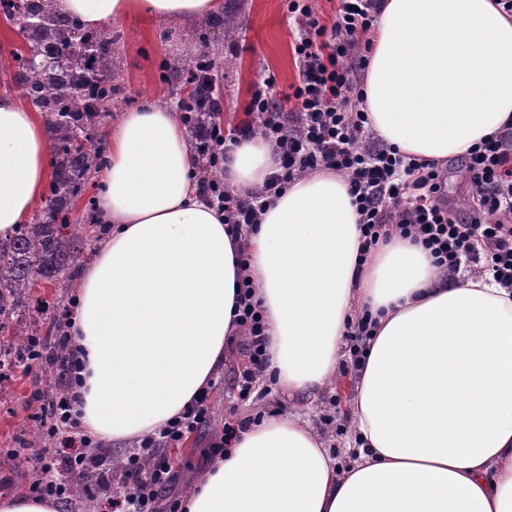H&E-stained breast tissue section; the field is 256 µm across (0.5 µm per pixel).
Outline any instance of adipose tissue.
<instances>
[{
  "label": "adipose tissue",
  "instance_id": "1",
  "mask_svg": "<svg viewBox=\"0 0 512 512\" xmlns=\"http://www.w3.org/2000/svg\"><path fill=\"white\" fill-rule=\"evenodd\" d=\"M219 0H57L99 29L140 7L191 21ZM363 107L400 153L444 162L512 123V15L495 0H383ZM276 166L261 137L230 153L244 193ZM51 153L39 112L0 90V237L43 200ZM107 232L74 286L83 429L112 443L158 432L230 358L242 277L267 326L264 371L294 410L239 433L181 512H512V290L447 275L410 240L361 256L345 180L294 178L253 231L236 233L197 193L178 112L126 113L98 173ZM375 327L352 398L347 466L298 412L336 383L346 337Z\"/></svg>",
  "mask_w": 512,
  "mask_h": 512
}]
</instances>
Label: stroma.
I'll return each mask as SVG.
<instances>
[{
  "label": "stroma",
  "mask_w": 512,
  "mask_h": 512,
  "mask_svg": "<svg viewBox=\"0 0 512 512\" xmlns=\"http://www.w3.org/2000/svg\"><path fill=\"white\" fill-rule=\"evenodd\" d=\"M220 14L192 23L162 20L139 11L113 22L120 40L113 47L114 71L124 88L122 101L112 107L101 132H108L117 119L149 103L176 108L185 97V78L164 79L162 66L169 55L192 57L206 54L215 64L217 96L222 100L221 124L230 127L243 116L255 83L273 78L275 95L289 92L298 80L294 58L292 26L287 19V0H223ZM236 32L227 34L225 22ZM71 288L38 281L14 327L30 337L56 336L54 316L63 306H72ZM244 363L234 355L225 364L210 393L211 422L202 432L166 448L175 481L161 497L159 512L173 507L190 489V478L205 465L214 441L225 425H237L244 417L287 411L288 400L265 380L255 383L247 400H240L235 380ZM336 384L308 410L311 424L323 433L333 458L346 462L351 429L350 401L354 393L355 370L350 362L340 364ZM51 362H42L35 376L15 374L0 380V494H28L43 477L48 448L29 447L31 434L42 432L39 404L30 402L34 380L56 375Z\"/></svg>",
  "instance_id": "obj_1"
}]
</instances>
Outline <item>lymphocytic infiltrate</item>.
Masks as SVG:
<instances>
[{"label":"lymphocytic infiltrate","instance_id":"1","mask_svg":"<svg viewBox=\"0 0 512 512\" xmlns=\"http://www.w3.org/2000/svg\"><path fill=\"white\" fill-rule=\"evenodd\" d=\"M379 5L380 0H338L328 24L310 0H288L299 71L291 93L276 97L272 80H264L253 89L244 119L226 132L218 123L217 97L184 115L197 146L204 149V162L196 167L200 195L222 209L228 223L246 230L258 224L267 202L290 179L329 170L348 184L359 215L362 253L396 231L413 237L449 274L464 266L512 289V127L504 126L463 156L469 203L456 211L448 203L445 172L438 164L416 161L383 140H368L362 75ZM257 135L273 145L279 167L262 187L243 196L230 191L216 172L230 147ZM252 288L249 279L241 280L238 321L245 362L236 386L243 400L266 363L265 326ZM27 359L52 361L60 378L55 396L38 390L32 394L41 405L47 436L60 445L51 464L55 477L37 484V495L66 503L75 485L91 479L110 484V475L97 469L91 440L80 432L75 409L79 363L68 335L51 343L34 339ZM208 422L209 407L202 397L159 436L144 441L143 452L131 453L123 467L122 490L108 500L111 512H157L159 499L174 481L164 448L202 431Z\"/></svg>","mask_w":512,"mask_h":512}]
</instances>
